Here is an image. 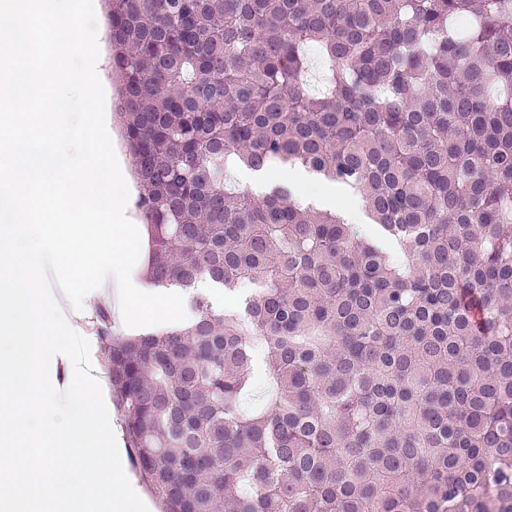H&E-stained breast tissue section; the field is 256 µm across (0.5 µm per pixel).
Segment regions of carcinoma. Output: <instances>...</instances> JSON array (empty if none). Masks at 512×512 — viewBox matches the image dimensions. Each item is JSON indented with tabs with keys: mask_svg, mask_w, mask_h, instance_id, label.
Masks as SVG:
<instances>
[{
	"mask_svg": "<svg viewBox=\"0 0 512 512\" xmlns=\"http://www.w3.org/2000/svg\"><path fill=\"white\" fill-rule=\"evenodd\" d=\"M107 2L144 278L192 308L96 314L161 512H512V0ZM309 176L311 177V179H309L307 176H305L304 178H299V184H294L288 181V179H281L275 181L270 180L266 182L264 186H260L257 182L255 174H252L246 170L235 169L234 178L237 182H239L242 185L248 186L257 194L263 191L264 188L269 184H292L295 185L304 195H306L308 202L313 203L317 208L339 209V204L338 200L336 199V196L342 197L351 208L354 207V203L344 192L336 189L335 186L322 184V181L315 176ZM328 190L335 192L336 196H331L329 193L330 191L327 192Z\"/></svg>",
	"mask_w": 512,
	"mask_h": 512,
	"instance_id": "cac0c4a2",
	"label": "carcinoma"
}]
</instances>
